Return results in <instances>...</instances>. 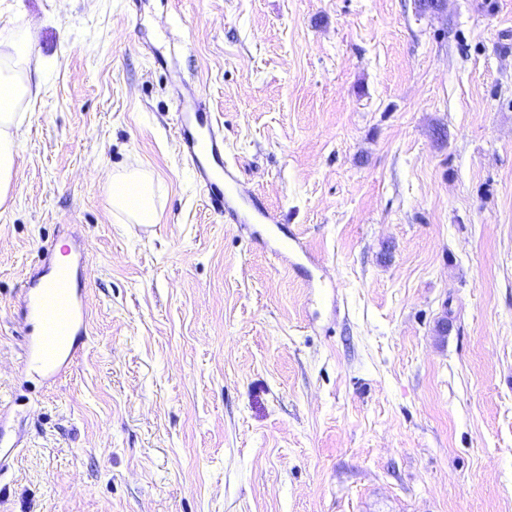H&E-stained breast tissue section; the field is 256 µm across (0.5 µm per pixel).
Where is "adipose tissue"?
<instances>
[{
  "label": "adipose tissue",
  "mask_w": 512,
  "mask_h": 512,
  "mask_svg": "<svg viewBox=\"0 0 512 512\" xmlns=\"http://www.w3.org/2000/svg\"><path fill=\"white\" fill-rule=\"evenodd\" d=\"M34 33L19 29L8 44H0V206L8 201L15 164L24 138L22 104L40 92L31 64L35 60ZM107 202L113 216H125L130 224H154L159 220L153 174L137 164L104 174Z\"/></svg>",
  "instance_id": "obj_1"
}]
</instances>
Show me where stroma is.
<instances>
[{"mask_svg":"<svg viewBox=\"0 0 512 512\" xmlns=\"http://www.w3.org/2000/svg\"><path fill=\"white\" fill-rule=\"evenodd\" d=\"M26 26L0 512H512V0H0ZM187 86L315 265L209 207ZM135 162L158 223L108 210ZM74 241L87 339L48 382L21 292Z\"/></svg>","mask_w":512,"mask_h":512,"instance_id":"1","label":"stroma"}]
</instances>
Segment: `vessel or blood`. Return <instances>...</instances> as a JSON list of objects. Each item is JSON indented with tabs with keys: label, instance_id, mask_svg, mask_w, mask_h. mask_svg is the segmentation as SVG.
Returning a JSON list of instances; mask_svg holds the SVG:
<instances>
[{
	"label": "vessel or blood",
	"instance_id": "obj_1",
	"mask_svg": "<svg viewBox=\"0 0 512 512\" xmlns=\"http://www.w3.org/2000/svg\"><path fill=\"white\" fill-rule=\"evenodd\" d=\"M176 133L212 210L237 224L259 220L265 226L262 244H273L275 256L290 266L310 260V253L275 214L259 200L241 196L234 171L224 163L223 126L196 96L182 98ZM39 264L20 301L22 316L33 325L25 340L24 359L37 364L51 382L62 377L78 355L87 315L78 265L58 266L48 252Z\"/></svg>",
	"mask_w": 512,
	"mask_h": 512
}]
</instances>
